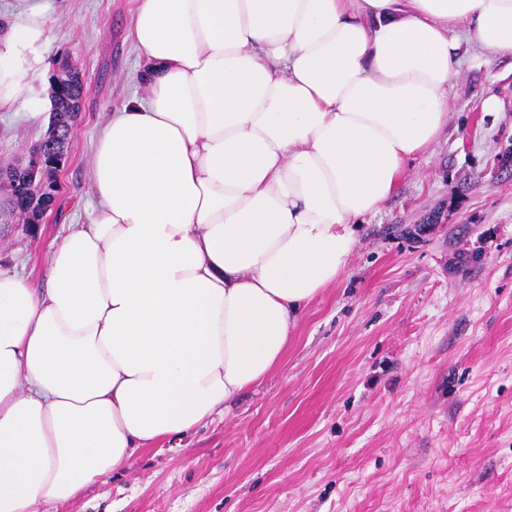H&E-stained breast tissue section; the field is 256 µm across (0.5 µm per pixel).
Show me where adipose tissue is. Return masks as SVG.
<instances>
[{"mask_svg":"<svg viewBox=\"0 0 512 512\" xmlns=\"http://www.w3.org/2000/svg\"><path fill=\"white\" fill-rule=\"evenodd\" d=\"M144 96L101 126L46 287L0 269V512H48L280 364L448 123L512 0H138Z\"/></svg>","mask_w":512,"mask_h":512,"instance_id":"ef3b65f1","label":"adipose tissue"}]
</instances>
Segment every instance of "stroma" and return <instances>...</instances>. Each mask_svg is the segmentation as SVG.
Instances as JSON below:
<instances>
[{"label":"stroma","mask_w":512,"mask_h":512,"mask_svg":"<svg viewBox=\"0 0 512 512\" xmlns=\"http://www.w3.org/2000/svg\"><path fill=\"white\" fill-rule=\"evenodd\" d=\"M136 5L0 0L1 22L38 13V39L12 48L47 65L0 107V170L46 135L50 71L69 63L86 85L44 224L0 191L1 267L45 282L57 238L88 223L98 130L141 91ZM448 101L282 364L57 512H512V57L465 45Z\"/></svg>","instance_id":"1"}]
</instances>
